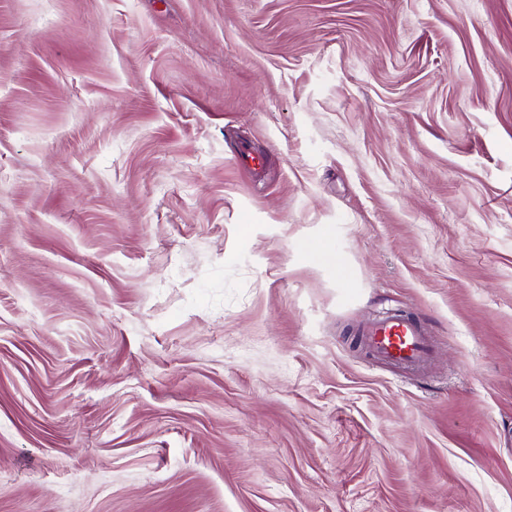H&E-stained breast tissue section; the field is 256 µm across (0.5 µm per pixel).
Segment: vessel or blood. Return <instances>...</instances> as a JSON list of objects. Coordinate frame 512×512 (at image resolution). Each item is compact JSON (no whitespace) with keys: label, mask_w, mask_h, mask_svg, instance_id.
<instances>
[{"label":"vessel or blood","mask_w":512,"mask_h":512,"mask_svg":"<svg viewBox=\"0 0 512 512\" xmlns=\"http://www.w3.org/2000/svg\"><path fill=\"white\" fill-rule=\"evenodd\" d=\"M370 352L377 358L405 367L418 368L428 362L433 344L415 318L388 312L363 328Z\"/></svg>","instance_id":"b4317fda"}]
</instances>
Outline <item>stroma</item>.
Masks as SVG:
<instances>
[{
	"mask_svg": "<svg viewBox=\"0 0 512 512\" xmlns=\"http://www.w3.org/2000/svg\"><path fill=\"white\" fill-rule=\"evenodd\" d=\"M0 512H512V0H0ZM362 336L375 357L405 367L423 366L433 351L432 340L420 322L400 312L378 317L363 328Z\"/></svg>",
	"mask_w": 512,
	"mask_h": 512,
	"instance_id": "stroma-1",
	"label": "stroma"
}]
</instances>
